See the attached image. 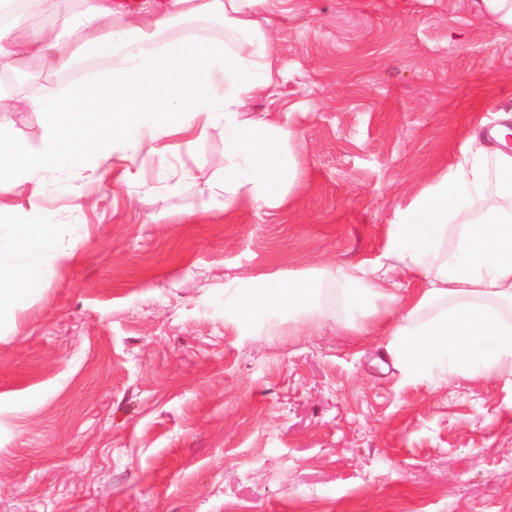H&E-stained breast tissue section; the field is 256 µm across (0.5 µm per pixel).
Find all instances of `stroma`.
<instances>
[{"instance_id":"obj_1","label":"stroma","mask_w":512,"mask_h":512,"mask_svg":"<svg viewBox=\"0 0 512 512\" xmlns=\"http://www.w3.org/2000/svg\"><path fill=\"white\" fill-rule=\"evenodd\" d=\"M262 14L278 86L250 109L291 132L285 205L203 207L216 134L40 199L72 257L0 306V512H512L511 376L405 379L387 320L224 316L225 284L379 259L396 209L512 109V26L481 0Z\"/></svg>"}]
</instances>
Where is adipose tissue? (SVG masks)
Listing matches in <instances>:
<instances>
[{"instance_id":"obj_1","label":"adipose tissue","mask_w":512,"mask_h":512,"mask_svg":"<svg viewBox=\"0 0 512 512\" xmlns=\"http://www.w3.org/2000/svg\"><path fill=\"white\" fill-rule=\"evenodd\" d=\"M265 0H152L125 14L114 0H0V113H37L38 140L0 121V196L68 193L77 173L115 155H155L157 140L198 131L224 139L223 175L208 198L224 210L282 206L297 162L283 127L249 112L276 86ZM223 28V39L211 27ZM103 61L81 79L65 74ZM37 65L57 80L34 95L16 80ZM488 136L471 134L448 175L417 194L388 227L371 268L265 278L224 292V314L246 323L288 314L316 324L371 322L399 301L390 283L408 271L425 286L389 331L385 350L404 377L487 379L512 366V113ZM483 203L481 220L466 216ZM53 224H0V300H21L46 260L64 258Z\"/></svg>"}]
</instances>
